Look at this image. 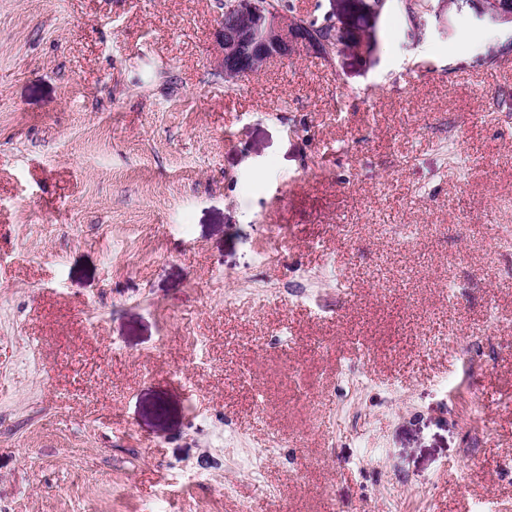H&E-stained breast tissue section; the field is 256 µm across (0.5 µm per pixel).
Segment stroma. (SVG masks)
<instances>
[{
	"mask_svg": "<svg viewBox=\"0 0 512 512\" xmlns=\"http://www.w3.org/2000/svg\"><path fill=\"white\" fill-rule=\"evenodd\" d=\"M430 5L228 83L224 0H0V512L512 507V26Z\"/></svg>",
	"mask_w": 512,
	"mask_h": 512,
	"instance_id": "35a3bbf8",
	"label": "stroma"
}]
</instances>
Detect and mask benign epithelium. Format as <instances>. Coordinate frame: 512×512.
<instances>
[{
  "label": "benign epithelium",
  "mask_w": 512,
  "mask_h": 512,
  "mask_svg": "<svg viewBox=\"0 0 512 512\" xmlns=\"http://www.w3.org/2000/svg\"><path fill=\"white\" fill-rule=\"evenodd\" d=\"M269 0H225L224 16L216 31L224 78L237 80L254 74L277 59L311 50L297 34L298 17L268 6ZM486 13L512 23L509 0H485Z\"/></svg>",
  "instance_id": "7a95c632"
}]
</instances>
